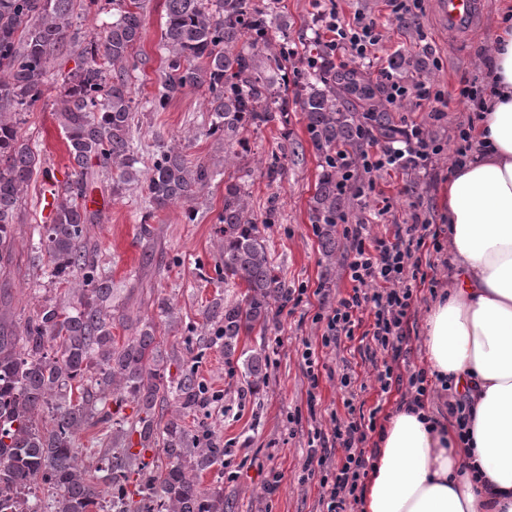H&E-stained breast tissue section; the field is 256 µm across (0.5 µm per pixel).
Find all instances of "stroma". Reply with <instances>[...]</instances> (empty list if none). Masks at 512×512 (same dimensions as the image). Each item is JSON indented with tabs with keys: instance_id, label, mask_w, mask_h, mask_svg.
Masks as SVG:
<instances>
[{
	"instance_id": "stroma-1",
	"label": "stroma",
	"mask_w": 512,
	"mask_h": 512,
	"mask_svg": "<svg viewBox=\"0 0 512 512\" xmlns=\"http://www.w3.org/2000/svg\"><path fill=\"white\" fill-rule=\"evenodd\" d=\"M288 19V35L295 56L286 71H271L274 83L296 79L306 65V49L315 36L313 0H277ZM165 0H149L143 38L136 48L143 63L130 84L137 108L133 122V151L137 160L136 181L121 193H113L110 172L97 170L96 189L87 207L97 218L87 227L99 271L112 280L120 299L113 312L112 334L117 341L132 335V319L154 321L164 350H180L185 336L201 343L208 329L203 312L215 297H232L221 274L223 226L219 216L224 208V182H211L189 202L179 201L147 217L148 205L141 181L150 170L159 145L178 147L190 161H205L212 169L235 173L250 170L249 206L258 214L269 203L279 208V220L262 225L277 274L291 288L304 289L300 304H289L274 314L261 336L241 337L243 350L265 349L269 366L265 385L250 394L239 378L230 376L224 354L202 345L196 363L200 377L221 401L200 417L224 440L227 454L223 473L204 474L205 484L224 481V512H319L321 489L317 481L306 480L307 435L311 422L330 426L332 418H345L339 381L345 370L354 371L360 388L357 402L365 409H378L379 421H386L402 400L400 392L381 393L371 362L360 352V340L343 341L338 349L321 346L320 327L313 322L319 302L314 291L326 289L338 299L352 288L346 271L348 243L337 236L336 259L324 258L310 204L315 192L320 160L309 142L303 113L288 115V142L294 151L283 162V173L269 181L266 168L280 135L274 129L249 130L241 137L246 147L236 152L222 137L210 134V104L199 91L184 90L175 95L163 112H149L145 100L156 91L163 73L158 51L165 22ZM504 0H487L485 21L467 43L458 44L449 35L436 0H425V11L417 24L404 26L388 15L386 0H336L345 18L356 11L370 13L381 24L382 40L376 67H388L399 53L426 59L414 80L453 90L461 80L483 76L490 60L497 18ZM438 66H430V59ZM58 91L49 87L44 98L26 113L20 132L40 154V170L32 183L19 215L12 261L0 270V319L20 330L23 317L51 299L69 302L73 295L64 285L50 280L33 260L32 246L38 240L36 228L49 223L50 211L42 209L40 196L46 179L63 182L70 165L64 133L55 116ZM376 110L390 112L401 127L419 125L439 143L442 151L433 167L407 166L374 173V189L364 197L348 193L345 215L352 224L365 227L367 239L391 236L396 225L409 222L413 203L430 212L435 224L445 226L443 186L455 163L452 134L457 125L472 124L475 115L457 103L441 112L414 107L404 102L391 107L383 95L373 100ZM432 263L428 284L417 291V303L410 319L411 360L425 366L422 346L426 307L448 281V254L435 252L432 244L421 250ZM166 298L173 307L171 317L159 316L155 301ZM320 349L322 367L317 389H310L302 353L305 347ZM316 407H309V396Z\"/></svg>"
}]
</instances>
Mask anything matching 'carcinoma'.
<instances>
[{"label":"carcinoma","mask_w":512,"mask_h":512,"mask_svg":"<svg viewBox=\"0 0 512 512\" xmlns=\"http://www.w3.org/2000/svg\"><path fill=\"white\" fill-rule=\"evenodd\" d=\"M99 0H0V260L15 241V215L40 167L39 154L20 134L21 117L37 105L53 77L48 64L73 43L75 6ZM112 21L87 35L74 69L60 75L56 115L70 159L55 193L52 219L38 229L34 254L50 276L74 286L75 301L44 302L17 335L0 324V512H224V486L202 485V475L224 466L228 449L205 425L186 419L215 398L190 364L191 350L164 361L153 322L139 323L121 344L112 335V281L99 275L86 239L95 213L91 164L135 179L132 165L134 100L129 82L139 69L134 47L144 27L146 0H108ZM159 51L165 66L157 92L146 101L165 111L185 89L207 95L210 133L234 138L247 128L285 126L288 112H304L321 174L311 205L321 248L336 255V220L344 194L336 184V154L358 151L369 135L389 139L396 125L386 112H355L346 105L358 78L336 75L330 63L310 68L288 91L263 70H282L293 55L288 20L275 3L252 0H165ZM220 172L189 165L182 152L161 145L146 179L151 206L190 201ZM248 180L224 185V287L245 286L232 300L213 299L204 310L212 326L206 343L224 350L235 370L240 336L265 334L287 290L276 274L259 225L273 224L249 208ZM269 357L257 350L242 362L241 376L256 392L267 379ZM176 373H171V367ZM173 402L175 414L159 417ZM132 413H125V408ZM112 424L78 447L88 427ZM138 436L154 452L136 461ZM99 457L91 471L82 456ZM111 488L101 503L100 484Z\"/></svg>","instance_id":"obj_1"}]
</instances>
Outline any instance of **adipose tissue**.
<instances>
[{
    "mask_svg": "<svg viewBox=\"0 0 512 512\" xmlns=\"http://www.w3.org/2000/svg\"><path fill=\"white\" fill-rule=\"evenodd\" d=\"M487 71L477 141L443 190L448 284L430 301V376L469 398V444L431 406L404 404L378 437L359 512H512V6Z\"/></svg>",
    "mask_w": 512,
    "mask_h": 512,
    "instance_id": "adipose-tissue-1",
    "label": "adipose tissue"
}]
</instances>
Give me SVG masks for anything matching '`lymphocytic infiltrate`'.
<instances>
[{"instance_id":"obj_1","label":"lymphocytic infiltrate","mask_w":512,"mask_h":512,"mask_svg":"<svg viewBox=\"0 0 512 512\" xmlns=\"http://www.w3.org/2000/svg\"><path fill=\"white\" fill-rule=\"evenodd\" d=\"M315 8L317 32L324 37L331 55L374 60L380 42L375 18L358 12L350 19H341L332 0H316ZM379 77L387 102L412 100L434 112L453 100L468 111L482 112L494 94L492 86L475 80L462 81L451 93L424 83H406L385 70ZM440 152V146L421 127L413 126L402 129L399 143H385L379 151H365L355 158L339 157L337 165L353 175V185L363 196L374 188V172L408 165L428 167ZM363 230L358 224L347 233L346 273L353 284L351 293L321 307L314 317L323 326L321 346L339 347L342 339L353 338L363 316H370L367 351L374 358L375 381L381 392L402 386L413 402H423L431 387L426 371L410 363L408 323L419 286V250L425 238L433 235V222L428 214L416 211L410 223L398 225L393 238L369 241ZM375 429V418L352 413L345 420L333 419L330 429L316 426L310 431L308 445L319 455L316 461L307 462L306 470L317 478L322 490V512H351L357 504L371 461L365 444ZM333 447L341 449L340 458L331 457Z\"/></svg>"}]
</instances>
